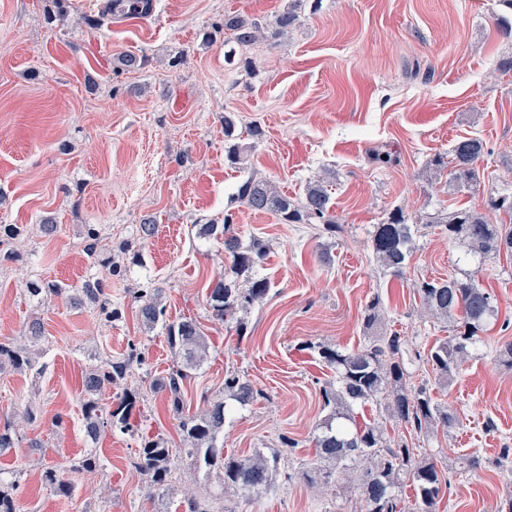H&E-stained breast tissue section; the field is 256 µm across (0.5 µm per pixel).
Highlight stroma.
<instances>
[{
	"label": "stroma",
	"instance_id": "35a3bbf8",
	"mask_svg": "<svg viewBox=\"0 0 512 512\" xmlns=\"http://www.w3.org/2000/svg\"><path fill=\"white\" fill-rule=\"evenodd\" d=\"M108 2L0 0V225L28 229L0 245V342L18 347L31 322L44 328L33 348L40 375L0 371V426L35 406L15 450L0 457V481L15 483L19 512H175L188 492L215 512H355L350 493L319 491L306 479L331 413L321 389L332 372L316 348L364 346L362 313L376 296L378 335L427 351L452 327L423 318L417 284L472 274L497 310L478 350L449 383L421 361L408 366L412 383L454 405L458 427L410 433L376 404L354 416L360 425L382 422L388 445L404 440L436 460L450 479L439 512H500L512 500V473L496 465L512 449V368L497 358L512 343V258L461 264L465 244L419 218L448 206L483 212L491 195L512 187V38L500 34L512 10L500 0H152L144 20L125 26L107 18ZM290 7L297 22L288 36L236 47L225 60V16L269 26ZM126 53L142 58L139 69L120 68ZM475 136L487 145L484 177L461 190L436 161ZM234 140L244 148L237 165L225 159ZM378 152L391 163L376 162ZM250 175L293 198L326 178L340 232L321 238L310 225L236 202L237 184ZM398 209L419 224L400 279L370 246L374 225ZM228 213L242 238L268 249L258 274L271 288L245 313L240 334L208 312L207 286L230 261L223 246L197 235L198 225ZM45 218L57 232L31 233ZM150 220L155 234L140 240ZM90 224L100 248L139 242L140 262L119 256L105 271L86 250ZM322 252L329 261L319 260ZM34 278L72 288L105 280L121 314L107 324L89 305L33 299L26 285ZM146 283L160 289L169 319H195L206 336L208 358L185 386L186 411L199 410L203 396L222 397L227 374L253 385L251 404L227 403L224 452H276L272 490H223L219 474L203 475L181 456L171 489L149 496L133 467L140 436L183 445L161 395L140 404L134 432H106L94 447L86 441V370L133 346L146 380L174 363L165 332L145 329L132 299ZM92 450L100 467L76 469ZM465 455L480 464L463 473ZM54 466L69 467L72 495L46 488L43 473Z\"/></svg>",
	"mask_w": 512,
	"mask_h": 512
}]
</instances>
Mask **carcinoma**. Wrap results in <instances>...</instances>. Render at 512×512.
I'll return each instance as SVG.
<instances>
[{
  "mask_svg": "<svg viewBox=\"0 0 512 512\" xmlns=\"http://www.w3.org/2000/svg\"><path fill=\"white\" fill-rule=\"evenodd\" d=\"M122 8L140 14H149V0H117L108 8ZM297 21L292 9L280 13L274 25L266 29L256 21L238 16L224 18V29L231 32L230 41L247 46L264 39L276 43ZM485 143L479 137L457 140L451 149L452 179L463 187L480 180ZM236 199L258 213L272 214L283 224H316L322 235L334 236L340 226L333 214L328 182L310 183L302 197L294 200L270 182L249 176L237 186ZM488 208L508 220L492 222L482 212L459 207L449 212H438L430 223L438 225L450 240H461L470 253L482 259L494 258L502 253L512 255V192H503L488 201ZM199 234L212 238L224 246V253L232 259L236 279L220 274L209 283L207 306L211 317L226 322L239 311L261 303L270 286L265 278L251 277L253 270L265 263L266 245L259 239L243 243L233 224V215L224 214V222L211 221L200 225ZM414 225L402 211L392 213L388 219L374 227L372 252L380 266L394 277H400L412 257ZM422 299L424 316L459 317L452 336L433 346L426 362L436 377L449 380L470 355V347L479 340L478 333L496 315L490 293L474 278L450 277L425 280L417 285ZM33 297L46 293L64 296L70 289L57 284L33 280L27 284ZM76 299L91 305L98 317L106 323L119 317L120 304L112 302L104 281L93 287H83ZM138 315L147 329L161 327L175 350L178 361L163 377L150 382L149 389L165 396L173 418L177 421L186 447L170 448L159 437H140L137 466L148 478L150 494L162 493L171 485L173 461L181 452L193 459L205 473L218 470L223 474L224 487L260 494L272 486L278 467L275 456L262 454L245 457L224 454L225 408L224 399L203 396L206 407L194 414L184 413V383L191 380L206 357L204 337L197 321L167 318L159 289L147 286L133 294ZM381 302L374 297L366 303L363 324L372 328L378 321ZM320 360L336 374L322 389L324 405L334 409L336 418H346L356 407L369 403H383L388 418L418 433L422 428L440 426L446 430L458 424L452 405L441 404L432 398L428 386L409 385L410 376L405 367L406 348L401 337L378 336L369 344L351 351L335 346L319 345ZM10 366L16 371L40 374L42 366L37 357L22 347L0 343V370ZM142 366L141 353L131 346L123 357L107 360L92 367L83 377V391L90 394L82 406L84 430L88 441L95 444L107 431H132L131 418L142 400L137 390L126 387L133 371ZM111 405L104 407L95 396L110 389ZM224 391L242 406L253 402L257 392L249 381L230 374L224 378ZM17 436L13 425L0 428V455L16 447ZM316 462L310 467V484L327 488L355 479L352 492L360 503V512H406L401 506L400 492L409 485L414 491L412 512H437L446 479L429 456H418L405 442L395 448L386 444L384 428L378 423H367L352 428L326 422L315 438ZM44 480L54 493L67 494L72 483L65 470L53 468L45 471Z\"/></svg>",
  "mask_w": 512,
  "mask_h": 512,
  "instance_id": "cac0c4a2",
  "label": "carcinoma"
}]
</instances>
